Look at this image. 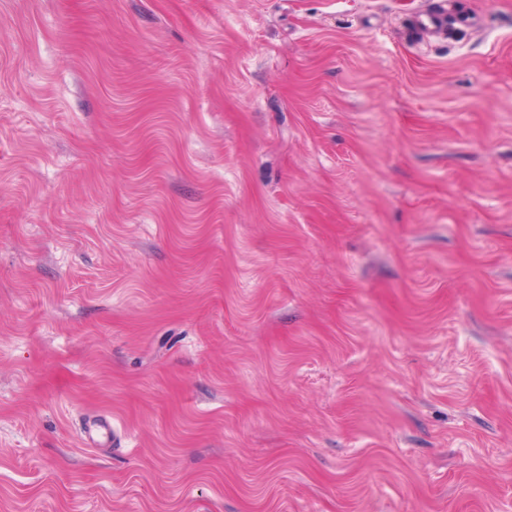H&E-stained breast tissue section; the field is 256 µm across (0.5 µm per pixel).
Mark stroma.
<instances>
[{
    "instance_id": "stroma-1",
    "label": "stroma",
    "mask_w": 512,
    "mask_h": 512,
    "mask_svg": "<svg viewBox=\"0 0 512 512\" xmlns=\"http://www.w3.org/2000/svg\"><path fill=\"white\" fill-rule=\"evenodd\" d=\"M0 512H512V0H0Z\"/></svg>"
}]
</instances>
